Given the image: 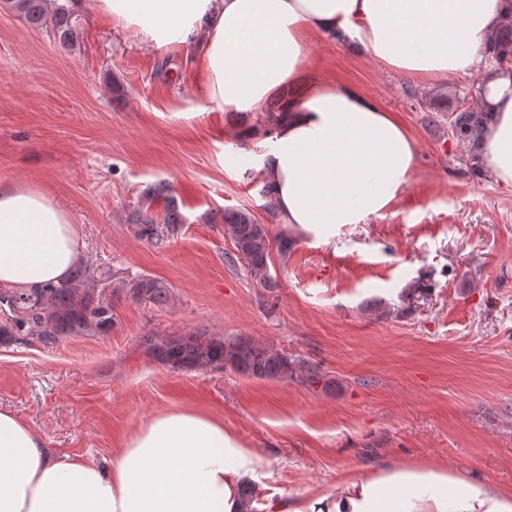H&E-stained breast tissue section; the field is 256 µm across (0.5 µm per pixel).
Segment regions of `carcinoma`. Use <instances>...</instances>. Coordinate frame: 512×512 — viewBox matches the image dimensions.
Here are the masks:
<instances>
[{
	"instance_id": "carcinoma-1",
	"label": "carcinoma",
	"mask_w": 512,
	"mask_h": 512,
	"mask_svg": "<svg viewBox=\"0 0 512 512\" xmlns=\"http://www.w3.org/2000/svg\"><path fill=\"white\" fill-rule=\"evenodd\" d=\"M12 7L32 27L50 28L60 43L73 47L78 35L71 24L69 7L59 0H12ZM498 50L490 64L502 68L512 65V0L497 31ZM466 95L475 101V107L448 111V93H436L423 99L433 112L448 116L452 137L465 149V165L483 172L480 146L489 121L481 83L476 81ZM282 115L281 103L276 102L260 116L259 123L269 133ZM164 201L161 212L154 213L156 200ZM136 234L148 241L158 240L174 232L182 223L180 211L172 196L171 185L159 181L150 186L142 200L133 207L129 217ZM224 232L234 244V262L243 265L262 288L271 292L278 287L269 272L273 240L266 225L259 223L246 209L226 210L222 216ZM140 295L156 303H163L168 295L165 288L153 280L138 284ZM7 313L0 324V338L19 344L39 343L54 347L64 336H94L112 322V309L104 306L87 286L82 269L67 282L33 288L27 291L0 290V311ZM148 351L157 360L173 367L187 369L222 370L255 379H283L301 381L313 387L324 380L319 368L288 356L269 346L259 344L247 336L216 338L204 332H195L182 338L158 340L143 338Z\"/></svg>"
}]
</instances>
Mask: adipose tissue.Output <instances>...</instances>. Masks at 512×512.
I'll return each mask as SVG.
<instances>
[{
    "instance_id": "adipose-tissue-1",
    "label": "adipose tissue",
    "mask_w": 512,
    "mask_h": 512,
    "mask_svg": "<svg viewBox=\"0 0 512 512\" xmlns=\"http://www.w3.org/2000/svg\"><path fill=\"white\" fill-rule=\"evenodd\" d=\"M97 10L161 49L202 56L199 97L210 112L249 118L285 101L256 172L279 223L327 243L340 224L386 211L412 178L416 146L389 112L348 87L306 78V46L324 36L424 81L469 75L497 51L504 0H95ZM492 111L482 161L512 187V70L483 77ZM81 232L36 186L0 183V286L68 280ZM260 457L195 409L162 411L129 434L111 465L52 454L43 435L0 409V512H242ZM256 512H512V496L416 468L343 479L335 491L259 495Z\"/></svg>"
}]
</instances>
